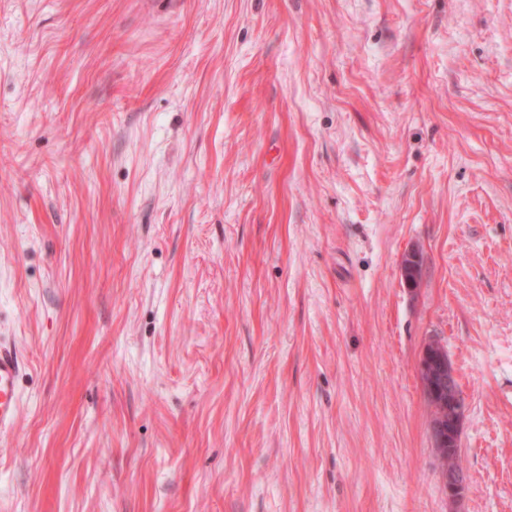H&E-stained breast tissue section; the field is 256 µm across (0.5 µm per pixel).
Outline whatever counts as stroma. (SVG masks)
<instances>
[{
    "label": "stroma",
    "mask_w": 512,
    "mask_h": 512,
    "mask_svg": "<svg viewBox=\"0 0 512 512\" xmlns=\"http://www.w3.org/2000/svg\"><path fill=\"white\" fill-rule=\"evenodd\" d=\"M1 340L0 512H512V0H0ZM20 364L6 342H0V427L10 426L19 410L18 380ZM420 375L424 390L432 397L444 396L443 385L448 382V404L442 405V402L440 403L438 399L428 398L432 408L433 421L437 420L438 414L442 413V415L448 417V422L447 418L440 417L432 423L431 427L435 441L434 445L438 447L436 450L440 455V457H437L441 473L445 475L454 472L462 473L459 440L463 406L456 393V380L447 351L440 343H432L426 347L420 362ZM447 447L448 454H445L440 448ZM457 448L458 450L454 452Z\"/></svg>",
    "instance_id": "35a3bbf8"
}]
</instances>
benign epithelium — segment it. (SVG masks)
Returning a JSON list of instances; mask_svg holds the SVG:
<instances>
[{
  "label": "benign epithelium",
  "instance_id": "1",
  "mask_svg": "<svg viewBox=\"0 0 512 512\" xmlns=\"http://www.w3.org/2000/svg\"><path fill=\"white\" fill-rule=\"evenodd\" d=\"M424 390L433 397L448 395V417L432 423L435 446L453 453L459 448L463 406L456 393L453 368L447 351L439 343L428 345L420 362Z\"/></svg>",
  "mask_w": 512,
  "mask_h": 512
}]
</instances>
